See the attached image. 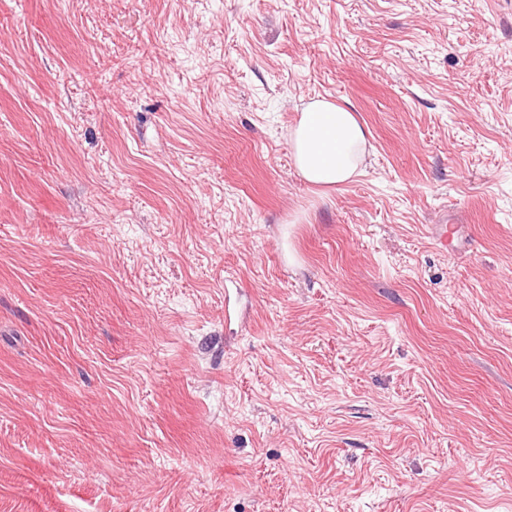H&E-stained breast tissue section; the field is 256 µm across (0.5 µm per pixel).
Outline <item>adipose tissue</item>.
Here are the masks:
<instances>
[{
	"instance_id": "adipose-tissue-1",
	"label": "adipose tissue",
	"mask_w": 512,
	"mask_h": 512,
	"mask_svg": "<svg viewBox=\"0 0 512 512\" xmlns=\"http://www.w3.org/2000/svg\"><path fill=\"white\" fill-rule=\"evenodd\" d=\"M295 166L318 188H332L361 175L366 133L351 109L324 99L309 102L291 133Z\"/></svg>"
}]
</instances>
